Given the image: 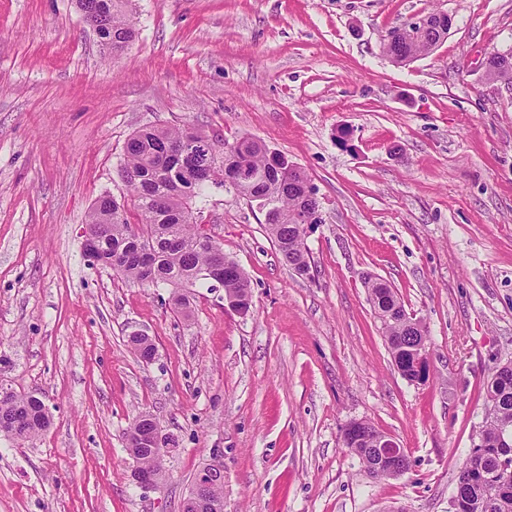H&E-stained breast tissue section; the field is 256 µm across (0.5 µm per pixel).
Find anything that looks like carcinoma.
Instances as JSON below:
<instances>
[{"label": "carcinoma", "instance_id": "obj_1", "mask_svg": "<svg viewBox=\"0 0 512 512\" xmlns=\"http://www.w3.org/2000/svg\"><path fill=\"white\" fill-rule=\"evenodd\" d=\"M83 13L96 14L100 39L112 51L124 50L135 37L125 21L124 0H77ZM448 34L435 22L425 30L404 26L391 27L383 50L391 61L405 65L430 53ZM485 65L492 79L512 83V47L490 54ZM209 135L189 127H145L128 140L126 159L119 170L130 190V201L139 221L130 223L125 206L106 195L100 197L90 215L89 226L99 230L103 239V259H117L116 272L124 277L155 285L175 288L173 310L186 314L189 296L183 292L200 282L206 283L201 270L211 261L208 251L197 242L200 225L194 221L193 205L211 185L229 187L262 210L274 208L273 221L264 227L283 263L300 276L310 275L311 259L305 244L306 227L317 223L316 204L307 200L299 176L288 168L276 169L269 160V149L262 143L243 138L229 143L208 144ZM196 142L209 152L207 165L197 159L174 154L176 145ZM224 267V298L245 299L242 313L250 310L251 299L245 298L250 281L236 263ZM370 301L381 323L382 334L400 375L413 381L412 352L426 335L411 331L413 318L399 313L400 299L391 288L382 287L379 279L366 282ZM485 399L497 402L498 415L487 421L479 433L478 446L471 448L463 463L451 494L454 512H512V374L492 375ZM51 419L44 402L33 394L10 393L0 398V435L16 441H29L49 428ZM149 414H139L127 430V449L137 468L165 476L164 456L138 447L141 436L153 432ZM368 472L379 477V461L373 434L359 441L343 442ZM205 493L211 498L224 497V472L206 476Z\"/></svg>", "mask_w": 512, "mask_h": 512}]
</instances>
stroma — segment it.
Listing matches in <instances>:
<instances>
[{
    "label": "stroma",
    "mask_w": 512,
    "mask_h": 512,
    "mask_svg": "<svg viewBox=\"0 0 512 512\" xmlns=\"http://www.w3.org/2000/svg\"><path fill=\"white\" fill-rule=\"evenodd\" d=\"M451 29L398 66L392 26ZM135 38L103 47L76 0H0V388L50 428L0 436V512H180L221 455L224 512H449L484 386L512 361V94L481 66L512 47V0H129ZM249 137L318 190L313 277L280 260L257 203L210 187L196 216L247 273L252 306L90 265L94 203L147 126ZM427 330L429 375L398 373L364 281ZM151 336L144 361L127 342ZM153 415L176 444L151 488L126 432ZM365 420L410 467L372 478L342 444Z\"/></svg>",
    "instance_id": "35a3bbf8"
}]
</instances>
